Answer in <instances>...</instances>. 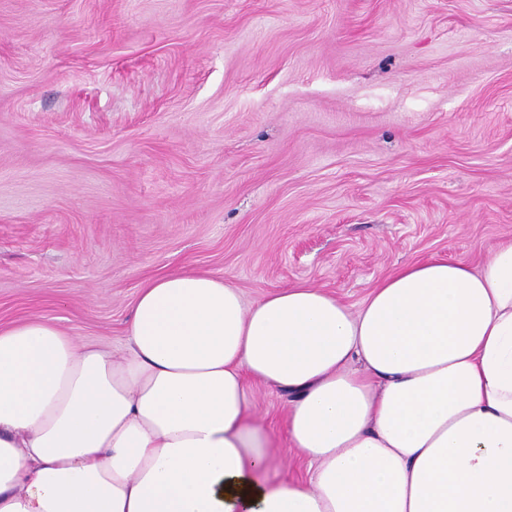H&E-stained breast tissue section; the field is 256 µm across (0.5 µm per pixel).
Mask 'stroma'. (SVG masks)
<instances>
[{
	"label": "stroma",
	"mask_w": 512,
	"mask_h": 512,
	"mask_svg": "<svg viewBox=\"0 0 512 512\" xmlns=\"http://www.w3.org/2000/svg\"><path fill=\"white\" fill-rule=\"evenodd\" d=\"M506 238L512 0H0L1 329L122 351L177 269L355 310Z\"/></svg>",
	"instance_id": "1"
}]
</instances>
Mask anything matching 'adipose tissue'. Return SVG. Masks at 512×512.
Listing matches in <instances>:
<instances>
[{"mask_svg":"<svg viewBox=\"0 0 512 512\" xmlns=\"http://www.w3.org/2000/svg\"><path fill=\"white\" fill-rule=\"evenodd\" d=\"M128 336L0 329V512H512V240L401 266L355 311L171 271ZM258 383L308 480L271 479ZM256 391L255 420L268 431L273 441L286 448L285 412L288 397L264 386H257Z\"/></svg>","mask_w":512,"mask_h":512,"instance_id":"adipose-tissue-1","label":"adipose tissue"}]
</instances>
